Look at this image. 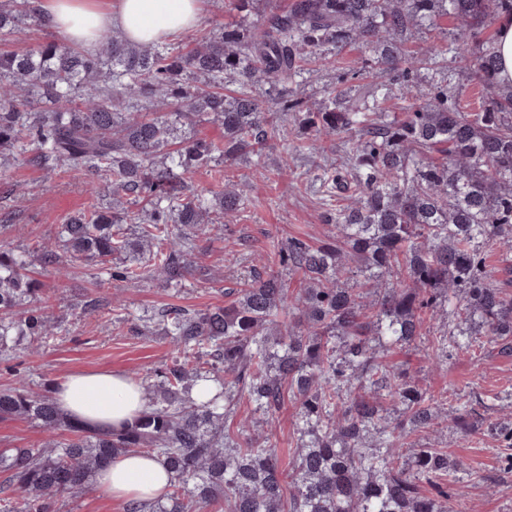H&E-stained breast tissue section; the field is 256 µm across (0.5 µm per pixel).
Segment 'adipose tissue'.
<instances>
[{
  "instance_id": "adipose-tissue-1",
  "label": "adipose tissue",
  "mask_w": 512,
  "mask_h": 512,
  "mask_svg": "<svg viewBox=\"0 0 512 512\" xmlns=\"http://www.w3.org/2000/svg\"><path fill=\"white\" fill-rule=\"evenodd\" d=\"M47 26L70 47L97 51L99 35L119 32L133 43L165 42L199 24L203 0H33ZM53 399L61 412L90 427L131 425L145 408L143 390L125 374L76 370L59 378ZM171 473L156 457L130 452L101 469L96 485L112 500L160 498Z\"/></svg>"
}]
</instances>
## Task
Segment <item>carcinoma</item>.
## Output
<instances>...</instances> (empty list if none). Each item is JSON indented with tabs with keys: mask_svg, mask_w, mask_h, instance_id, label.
<instances>
[{
	"mask_svg": "<svg viewBox=\"0 0 512 512\" xmlns=\"http://www.w3.org/2000/svg\"><path fill=\"white\" fill-rule=\"evenodd\" d=\"M505 13L512 0H293L246 33L216 25L181 50L114 32L91 55L54 40L0 50V160L74 168L91 195L111 186L106 203L64 218L53 239L20 252L0 245V350L53 327L27 274L31 258L46 267L119 258L114 280L157 274L181 284L194 265L192 239L242 201L227 178L210 204L189 175L260 160L272 140L289 167L300 145L288 121L311 129L308 148L346 200L326 219L335 237L316 247L291 240L279 252L296 288L255 273L224 307L169 311L175 360L156 374L130 427L91 429L46 395L0 390V417L67 432L0 453V471L10 473L0 494L19 504L11 512H55L57 500L81 495L127 452L157 456L173 478L164 499L125 512H454L443 483L448 454L412 436L447 421L467 434L473 418L507 450L503 472L512 473V423L481 401L447 409L386 360L448 310L457 331L433 340V359L476 346L512 353V294L494 285L485 258L490 246L512 256V89L498 85L492 42L482 39ZM441 15L457 22L448 43L407 52V36ZM24 20L44 26L28 0H0V45ZM351 42L378 48L353 73L354 93L339 91L313 112L291 96L272 112L254 93L257 83L287 89L307 59ZM442 57L482 84L479 111L459 110L444 75L403 115L375 113L391 86L408 98L418 70ZM228 76L241 85L231 98ZM204 116L224 128V144L182 134ZM341 134L348 139L338 147ZM200 381L210 386L197 400ZM243 397L257 417L233 433L227 422ZM288 402L297 446L285 469L260 427Z\"/></svg>",
	"mask_w": 512,
	"mask_h": 512,
	"instance_id": "1",
	"label": "carcinoma"
}]
</instances>
